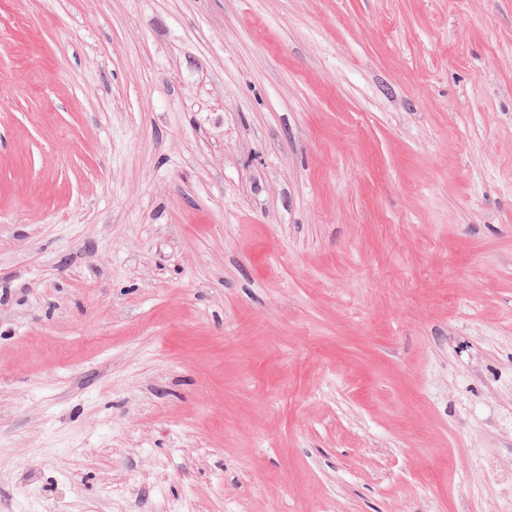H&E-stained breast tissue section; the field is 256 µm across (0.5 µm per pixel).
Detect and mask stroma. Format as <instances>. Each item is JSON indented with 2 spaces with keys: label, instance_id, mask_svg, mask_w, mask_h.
Instances as JSON below:
<instances>
[{
  "label": "stroma",
  "instance_id": "stroma-1",
  "mask_svg": "<svg viewBox=\"0 0 512 512\" xmlns=\"http://www.w3.org/2000/svg\"><path fill=\"white\" fill-rule=\"evenodd\" d=\"M0 512H512V0H0Z\"/></svg>",
  "mask_w": 512,
  "mask_h": 512
}]
</instances>
